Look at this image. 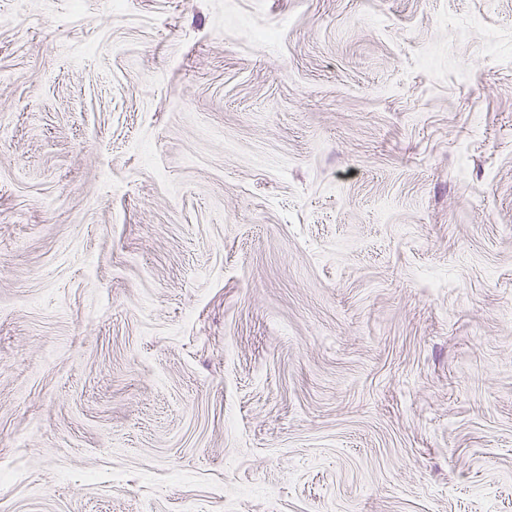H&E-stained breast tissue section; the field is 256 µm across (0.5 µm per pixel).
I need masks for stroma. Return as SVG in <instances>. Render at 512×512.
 Wrapping results in <instances>:
<instances>
[{"label":"stroma","mask_w":512,"mask_h":512,"mask_svg":"<svg viewBox=\"0 0 512 512\" xmlns=\"http://www.w3.org/2000/svg\"><path fill=\"white\" fill-rule=\"evenodd\" d=\"M0 0V512H512V0Z\"/></svg>","instance_id":"1"}]
</instances>
